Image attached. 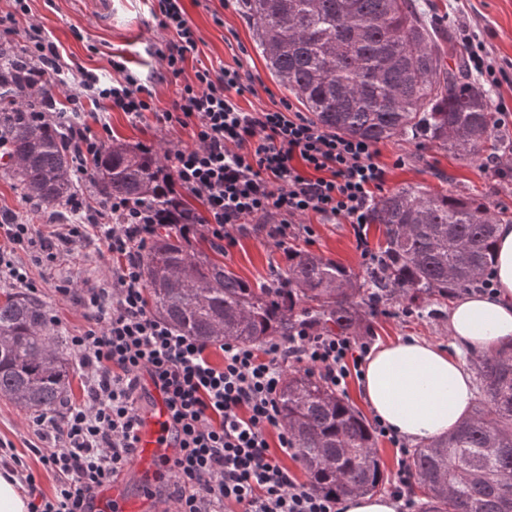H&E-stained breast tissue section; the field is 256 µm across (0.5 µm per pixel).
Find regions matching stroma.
<instances>
[{
    "instance_id": "stroma-1",
    "label": "stroma",
    "mask_w": 512,
    "mask_h": 512,
    "mask_svg": "<svg viewBox=\"0 0 512 512\" xmlns=\"http://www.w3.org/2000/svg\"><path fill=\"white\" fill-rule=\"evenodd\" d=\"M425 17L446 18L454 42H461L464 31H471L486 46L492 62L512 60V0H413ZM152 0H117V12L111 23L97 21L88 0H30L27 18L14 25L10 40L25 44L30 23H38L43 33L56 42L63 62H77L88 70L112 75L115 61L127 60L133 75L151 77L155 102L168 108L180 81L192 80L196 68L206 66L238 67L250 75L255 94L241 97L246 109L273 108L291 94L271 76L266 62L258 53L252 30L234 4L220 0H184L188 17L201 41L190 56L181 79L164 75L155 55L167 35L151 13ZM84 120L93 131L109 124L114 138L131 145L156 146L171 140L191 145L187 131L173 130L156 122L154 117L135 121L121 112L102 114L92 103L84 105ZM498 147H486L479 160L463 159L457 153L437 146H424L406 137L377 143L378 160L387 169L384 192L407 185H421L435 192H453L486 203L492 211L512 218V178L502 179L496 167L502 166L503 146L512 144V123L497 129ZM18 215L35 225L47 247L48 255L35 260L29 250L16 253L27 265L31 279L45 302L49 315L68 333L77 334L88 325L84 307L77 301L82 291L109 282L112 263L99 244L66 246L54 236L55 227L45 209L27 200L10 177L0 172V214ZM312 226L314 236L300 233L286 243L272 239L258 222H251L237 244L223 256L227 268L252 286L270 283L287 266L291 249L312 251L361 272L364 263L357 249L356 236L350 225L322 223L318 216L299 219ZM449 303L437 306L436 315H405L402 303L388 304L386 313L371 316L369 326L376 343L415 336L449 346ZM32 412L0 398V442L11 446L31 471L37 485L53 493L56 475L47 470L32 447L38 442L30 427Z\"/></svg>"
}]
</instances>
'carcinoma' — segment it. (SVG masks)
<instances>
[{
	"label": "carcinoma",
	"instance_id": "cac0c4a2",
	"mask_svg": "<svg viewBox=\"0 0 512 512\" xmlns=\"http://www.w3.org/2000/svg\"><path fill=\"white\" fill-rule=\"evenodd\" d=\"M274 79L331 131L379 142L420 139L471 160L495 136L488 91L459 79L441 47L446 28L412 0H236ZM26 49L0 40V153L23 195L67 208L74 169L61 133L33 120L50 106ZM98 204L125 198L164 225L143 255L149 307L205 345L226 338L261 343L311 319L360 336L374 300L422 308L479 283L494 257L501 218L484 203L406 186L375 200L382 227L376 262L359 273L322 254L288 251L275 283L255 288L186 233L197 225L158 152L114 141L92 160ZM69 337L44 302L15 288L0 299V397L39 413L68 400ZM479 399L458 428L414 449L409 468L425 492L423 512H512V346L475 363ZM283 425L311 485L343 497L374 493L384 474L359 412L307 372L290 371L277 395Z\"/></svg>",
	"mask_w": 512,
	"mask_h": 512
}]
</instances>
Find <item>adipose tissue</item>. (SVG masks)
<instances>
[{"label": "adipose tissue", "mask_w": 512, "mask_h": 512, "mask_svg": "<svg viewBox=\"0 0 512 512\" xmlns=\"http://www.w3.org/2000/svg\"><path fill=\"white\" fill-rule=\"evenodd\" d=\"M494 283V293H468L449 309L452 349L409 337L370 352L362 398L400 436L429 443L452 432L474 399L472 375L460 351L483 353L512 343V223L497 226Z\"/></svg>", "instance_id": "ef3b65f1"}]
</instances>
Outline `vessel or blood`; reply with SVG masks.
<instances>
[{
    "label": "vessel or blood",
    "instance_id": "1",
    "mask_svg": "<svg viewBox=\"0 0 512 512\" xmlns=\"http://www.w3.org/2000/svg\"><path fill=\"white\" fill-rule=\"evenodd\" d=\"M150 404L141 417L139 429V456L134 466L141 473L150 468H162L167 459L173 458L176 442L160 391L149 389ZM103 505H115L118 512H142V504L126 497L121 481H114L104 487L100 494Z\"/></svg>",
    "mask_w": 512,
    "mask_h": 512
}]
</instances>
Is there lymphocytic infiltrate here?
Returning a JSON list of instances; mask_svg holds the SVG:
<instances>
[{
    "mask_svg": "<svg viewBox=\"0 0 512 512\" xmlns=\"http://www.w3.org/2000/svg\"><path fill=\"white\" fill-rule=\"evenodd\" d=\"M156 2L158 24L171 35L158 58L176 78L200 37L183 0ZM115 69L118 78L106 82L78 69L69 109L35 115L64 126L79 171L111 136L110 128L96 133L78 122L90 99L105 112L139 121L150 113L165 127L190 132L192 146L174 144L166 159L201 228L221 250L236 244L251 218L271 220L270 237L282 241L295 218L312 213L357 233L369 223L386 177L373 142L330 131L285 100L273 109L244 110L238 99L254 93V81L236 68L200 67L162 111L140 79L123 64ZM69 206L85 221L62 225L58 238L69 245L96 238L113 260L112 277L108 287L81 297L89 325L70 339L85 377L83 401L32 419L42 461L58 477L53 494L38 489L16 454L0 453V463L12 465L28 489L29 512H94L101 489L137 454L139 399L147 380L163 394L180 442L168 470L158 475L175 512H340L338 498L299 481L284 465L294 444L275 396L296 365L330 389L345 390L349 379L362 376L372 337L339 336L303 323L290 336L258 345L225 339L224 360L215 364L206 345L149 309L142 257L160 230L152 213L115 197L107 206L112 221L103 224L82 197L72 196ZM0 233L9 243L0 248V277L32 288L15 250L36 246L33 225L12 215L0 221Z\"/></svg>",
    "mask_w": 512,
    "mask_h": 512,
    "instance_id": "1",
    "label": "lymphocytic infiltrate"
}]
</instances>
